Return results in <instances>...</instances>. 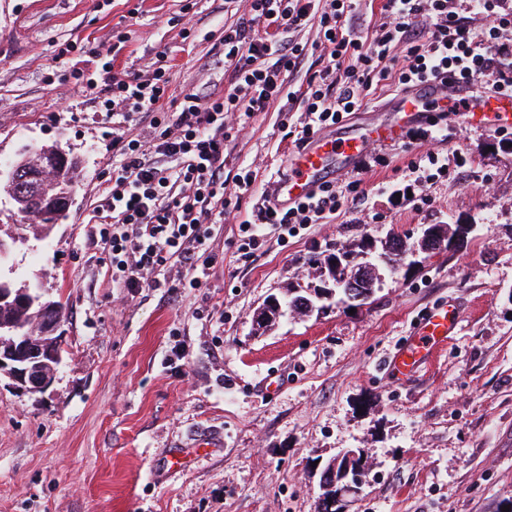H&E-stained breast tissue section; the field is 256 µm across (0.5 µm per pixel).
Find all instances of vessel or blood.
Returning <instances> with one entry per match:
<instances>
[{
  "label": "vessel or blood",
  "mask_w": 512,
  "mask_h": 512,
  "mask_svg": "<svg viewBox=\"0 0 512 512\" xmlns=\"http://www.w3.org/2000/svg\"><path fill=\"white\" fill-rule=\"evenodd\" d=\"M458 101L466 104L465 120L491 129L512 128V97L478 94L462 83L438 79L401 93L396 100V120L367 128L354 127L296 151L288 159L287 178L273 186L275 198L283 204L304 198L320 182L355 165L374 144L399 138L414 123L427 119L436 106ZM457 317V309L451 304L428 313L415 326L406 343L387 361V370L401 378L416 373L429 352L453 334Z\"/></svg>",
  "instance_id": "1"
}]
</instances>
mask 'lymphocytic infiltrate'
<instances>
[{
  "label": "lymphocytic infiltrate",
  "instance_id": "lymphocytic-infiltrate-1",
  "mask_svg": "<svg viewBox=\"0 0 512 512\" xmlns=\"http://www.w3.org/2000/svg\"><path fill=\"white\" fill-rule=\"evenodd\" d=\"M247 12L225 26L224 65L231 72L227 91L189 93L178 113L165 107L169 80L165 70L128 76L103 64L98 76H83L87 89L107 93L112 111V176L94 218L100 242L115 273L130 290L159 287V266L179 265L178 284L199 288L213 263L214 208H227L232 196L224 179V144L239 133L237 120L267 111L276 100L304 113L300 127L287 136L295 148L310 144L321 129L366 110L384 88L408 91L438 75L469 86L489 81L494 90L512 93V8L503 0H469L470 15L485 21L475 29L461 16L457 0H383L384 20L371 34L357 33L351 20L354 0H248ZM316 29L306 45L291 35ZM318 67L294 87L288 74L301 70L308 56ZM151 118L144 138L128 135L140 115ZM172 161L174 169L163 168ZM409 205L427 204L426 184L444 176L448 161L428 152L407 166ZM360 173L344 183L328 180L310 196L283 206L264 191L251 218L239 224L244 245L264 241V226L279 239L298 228L325 224L342 207L366 195Z\"/></svg>",
  "mask_w": 512,
  "mask_h": 512
}]
</instances>
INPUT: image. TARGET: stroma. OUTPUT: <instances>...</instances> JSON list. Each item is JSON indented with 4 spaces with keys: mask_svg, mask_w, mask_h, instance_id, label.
Here are the masks:
<instances>
[{
    "mask_svg": "<svg viewBox=\"0 0 512 512\" xmlns=\"http://www.w3.org/2000/svg\"><path fill=\"white\" fill-rule=\"evenodd\" d=\"M224 0H0V165L55 145L79 161L66 219L12 254L16 274L66 308L63 362L43 394L0 384V512H316L323 467L364 449L348 512H502L512 504V139L435 112L461 162L429 186L421 210L376 186L398 184L417 156L407 140L378 145L368 200L328 224L252 255L238 222L252 213L295 147L284 122L252 115L224 150V176L251 171L240 212L216 227L204 287L113 285L93 235L99 190L112 176V115L55 58L77 46L84 72L158 65L179 110L189 93L224 91L220 40L235 22ZM130 39L110 54L114 27ZM190 37H183V28ZM432 224L456 226L449 247L422 249ZM405 262L381 266L372 298L332 300L254 330L272 297L331 286L326 259L390 237ZM459 311L447 343L413 377L383 367L415 323L445 303ZM208 430L221 445L172 469V448Z\"/></svg>",
    "mask_w": 512,
    "mask_h": 512,
    "instance_id": "35a3bbf8",
    "label": "stroma"
}]
</instances>
